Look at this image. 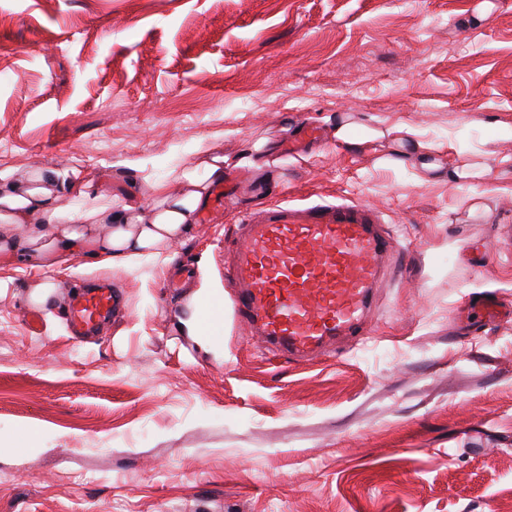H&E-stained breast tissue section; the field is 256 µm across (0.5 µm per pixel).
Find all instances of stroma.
<instances>
[{
  "mask_svg": "<svg viewBox=\"0 0 512 512\" xmlns=\"http://www.w3.org/2000/svg\"><path fill=\"white\" fill-rule=\"evenodd\" d=\"M481 2L0 0V170L54 173L70 214L87 192L179 193L207 146L239 182L171 261L0 259V512H512V321L462 314L512 302V0L482 20ZM343 118L382 139L339 141ZM305 124L321 140L288 153ZM399 128L422 158L401 159ZM262 144L268 166L243 165ZM464 161L488 177L450 179ZM321 199L377 209L407 251L370 336L298 366L230 311L213 346L183 334L224 287L238 214ZM45 281L62 303L34 332ZM88 283L127 314L75 339Z\"/></svg>",
  "mask_w": 512,
  "mask_h": 512,
  "instance_id": "35a3bbf8",
  "label": "stroma"
}]
</instances>
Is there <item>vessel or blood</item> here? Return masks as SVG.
<instances>
[{"label": "vessel or blood", "mask_w": 512, "mask_h": 512, "mask_svg": "<svg viewBox=\"0 0 512 512\" xmlns=\"http://www.w3.org/2000/svg\"><path fill=\"white\" fill-rule=\"evenodd\" d=\"M224 262V294L196 309L204 330L226 309L288 361L303 364L336 341L367 335V317L398 250L379 214L358 202L267 204L242 215ZM117 310L111 288L85 290L68 308L74 335Z\"/></svg>", "instance_id": "vessel-or-blood-1"}]
</instances>
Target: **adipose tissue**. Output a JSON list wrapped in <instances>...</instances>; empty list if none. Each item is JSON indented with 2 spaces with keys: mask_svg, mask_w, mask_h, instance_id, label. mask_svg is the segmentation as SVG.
Listing matches in <instances>:
<instances>
[{
  "mask_svg": "<svg viewBox=\"0 0 512 512\" xmlns=\"http://www.w3.org/2000/svg\"><path fill=\"white\" fill-rule=\"evenodd\" d=\"M223 177V154L206 151L180 174L179 194L153 185L147 210L115 207L91 195L72 217L55 207L44 172L18 179L0 171V257L26 253L37 268L53 270L76 255L92 258L97 267L129 266L161 256L196 223L212 183ZM38 215L45 223L36 230L31 221ZM105 224L110 231L103 235L99 228Z\"/></svg>",
  "mask_w": 512,
  "mask_h": 512,
  "instance_id": "adipose-tissue-1",
  "label": "adipose tissue"
}]
</instances>
